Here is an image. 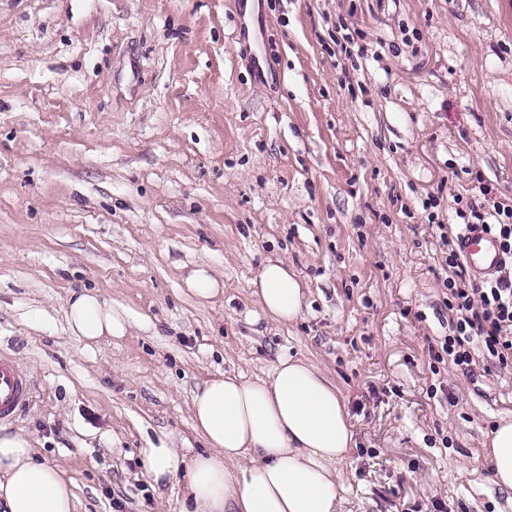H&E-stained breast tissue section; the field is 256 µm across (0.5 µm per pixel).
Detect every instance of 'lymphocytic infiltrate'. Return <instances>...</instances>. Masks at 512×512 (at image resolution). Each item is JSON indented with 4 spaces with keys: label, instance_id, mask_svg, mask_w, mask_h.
I'll use <instances>...</instances> for the list:
<instances>
[{
    "label": "lymphocytic infiltrate",
    "instance_id": "obj_1",
    "mask_svg": "<svg viewBox=\"0 0 512 512\" xmlns=\"http://www.w3.org/2000/svg\"><path fill=\"white\" fill-rule=\"evenodd\" d=\"M471 216V222L462 225V232L479 229L493 234L507 262L496 272L472 278L460 245L450 247L445 258L449 275L443 285L456 323L441 349L451 364L467 371L475 360L472 343L478 339L499 367L505 368L512 364V204H496L490 223L479 211H472Z\"/></svg>",
    "mask_w": 512,
    "mask_h": 512
}]
</instances>
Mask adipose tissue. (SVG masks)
Here are the masks:
<instances>
[{
	"mask_svg": "<svg viewBox=\"0 0 512 512\" xmlns=\"http://www.w3.org/2000/svg\"><path fill=\"white\" fill-rule=\"evenodd\" d=\"M264 317L299 316L305 290L285 261L269 259L252 282ZM71 332L89 345L128 336L122 310L89 290L66 302ZM192 427L204 449L148 443L142 467L155 490L182 488L178 512H339L343 463L351 449L349 415L336 385L305 358L282 357L267 378L220 373L191 395ZM485 454L493 483L512 496V420L490 431ZM63 468L37 458L33 441L0 429V512H77Z\"/></svg>",
	"mask_w": 512,
	"mask_h": 512,
	"instance_id": "1",
	"label": "adipose tissue"
}]
</instances>
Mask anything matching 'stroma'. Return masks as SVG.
I'll return each instance as SVG.
<instances>
[{"label":"stroma","instance_id":"obj_1","mask_svg":"<svg viewBox=\"0 0 512 512\" xmlns=\"http://www.w3.org/2000/svg\"><path fill=\"white\" fill-rule=\"evenodd\" d=\"M510 201L512 0H0V351L33 383L5 426L78 512H177L141 449L201 450L197 384L302 357L350 416L340 512H512L483 454L512 370L431 355L457 210ZM269 258L305 287L286 325ZM83 288L129 336H72ZM252 294L264 317L286 324L299 316L305 300V288L288 263L267 259L252 281ZM188 285L196 296L204 300L213 298L222 291L219 280L204 268L193 273L188 280Z\"/></svg>","mask_w":512,"mask_h":512}]
</instances>
